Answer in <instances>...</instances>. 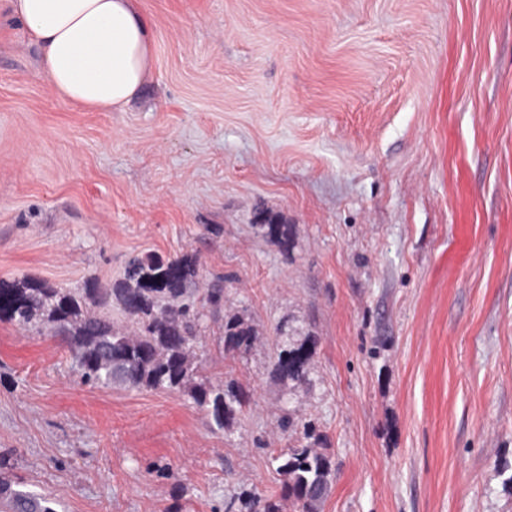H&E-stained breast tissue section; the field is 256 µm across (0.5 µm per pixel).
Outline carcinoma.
Returning <instances> with one entry per match:
<instances>
[{
	"mask_svg": "<svg viewBox=\"0 0 512 512\" xmlns=\"http://www.w3.org/2000/svg\"><path fill=\"white\" fill-rule=\"evenodd\" d=\"M254 229L288 249V225L260 216ZM226 283L225 277L216 276L199 286L198 264L189 256L144 253L132 256L123 278L113 283L90 279L81 288H71L24 278L0 285V314L20 328L35 321L52 326L73 355L82 383L102 389L184 392L213 430L226 432L254 402V393L231 382H198L193 366L208 318L224 317L227 358H240L250 348V327L236 314H223ZM272 335L270 377L297 387L311 385V340L293 343L279 323ZM281 425L300 431V437L271 455L282 476L280 492L254 499L251 512H282L284 503L293 512H317L335 480L332 459L315 451L321 434L312 420L284 411ZM0 500L9 512H29L31 503L35 512H51L2 481Z\"/></svg>",
	"mask_w": 512,
	"mask_h": 512,
	"instance_id": "1",
	"label": "carcinoma"
}]
</instances>
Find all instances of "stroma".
<instances>
[{
	"instance_id": "stroma-1",
	"label": "stroma",
	"mask_w": 512,
	"mask_h": 512,
	"mask_svg": "<svg viewBox=\"0 0 512 512\" xmlns=\"http://www.w3.org/2000/svg\"><path fill=\"white\" fill-rule=\"evenodd\" d=\"M134 100L60 98L0 0V284L79 286L139 253L235 275L253 336L194 365L255 402L81 384L50 325L0 315V474L54 512H248L282 409L336 465L318 512H512V0H137ZM291 225L281 250L259 214ZM284 323L311 388L269 378Z\"/></svg>"
}]
</instances>
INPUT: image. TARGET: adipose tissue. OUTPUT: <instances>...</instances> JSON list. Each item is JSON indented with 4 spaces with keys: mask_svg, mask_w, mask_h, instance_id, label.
<instances>
[{
    "mask_svg": "<svg viewBox=\"0 0 512 512\" xmlns=\"http://www.w3.org/2000/svg\"><path fill=\"white\" fill-rule=\"evenodd\" d=\"M42 54L52 90L95 111L121 109L152 66L153 30L135 0H9Z\"/></svg>",
    "mask_w": 512,
    "mask_h": 512,
    "instance_id": "adipose-tissue-1",
    "label": "adipose tissue"
}]
</instances>
